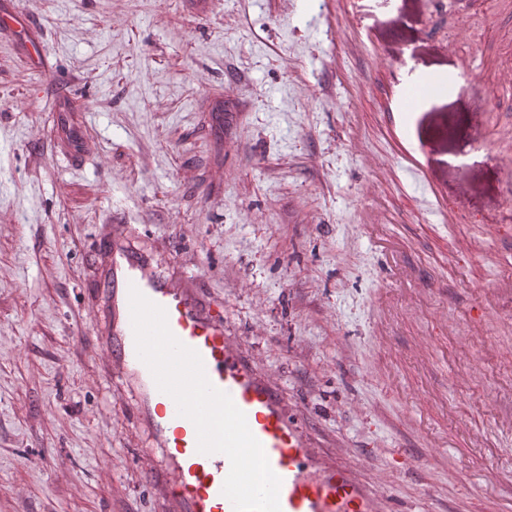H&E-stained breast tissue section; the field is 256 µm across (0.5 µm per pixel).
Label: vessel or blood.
Returning a JSON list of instances; mask_svg holds the SVG:
<instances>
[{
    "label": "vessel or blood",
    "mask_w": 512,
    "mask_h": 512,
    "mask_svg": "<svg viewBox=\"0 0 512 512\" xmlns=\"http://www.w3.org/2000/svg\"><path fill=\"white\" fill-rule=\"evenodd\" d=\"M0 30L16 31L20 51H28L34 42L31 28L9 2L0 6ZM470 86V80L455 74L412 76L405 86L386 93L385 104L398 107L437 92L461 96ZM404 155L409 172L422 175L424 185L437 191L439 178L414 150L405 149ZM135 237L129 225H109L95 254V284L109 322L102 333L104 356L134 388L136 416L153 433L154 445L145 449L144 458L161 475L167 512H234L222 493L230 462L224 454L198 451L193 422L179 415L173 398L158 389L138 358L129 304L133 287L165 309L171 333L200 354L210 382L245 413L281 479V512H374V502L388 495V484L379 479L363 485L335 457L317 453L305 425L286 408L270 376L257 372L240 341L225 333L223 304L197 288L193 273L176 269L158 275L153 257L136 246Z\"/></svg>",
    "instance_id": "vessel-or-blood-1"
}]
</instances>
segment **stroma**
Returning <instances> with one entry per match:
<instances>
[{"instance_id": "stroma-1", "label": "stroma", "mask_w": 512, "mask_h": 512, "mask_svg": "<svg viewBox=\"0 0 512 512\" xmlns=\"http://www.w3.org/2000/svg\"><path fill=\"white\" fill-rule=\"evenodd\" d=\"M13 6L47 65L0 35V512H159L146 434L93 334L106 224L142 225L162 264L223 301L318 447L387 479L389 512H419L426 489L432 512H512V473L491 468L512 456V299L496 293L512 277V94L483 102L512 61V0ZM411 68L472 80L416 106L412 141L487 221H446L392 155L380 102ZM62 111L80 160L61 154ZM476 132L495 152L472 151ZM371 224L389 225L399 275ZM403 451L415 466L387 472Z\"/></svg>"}]
</instances>
